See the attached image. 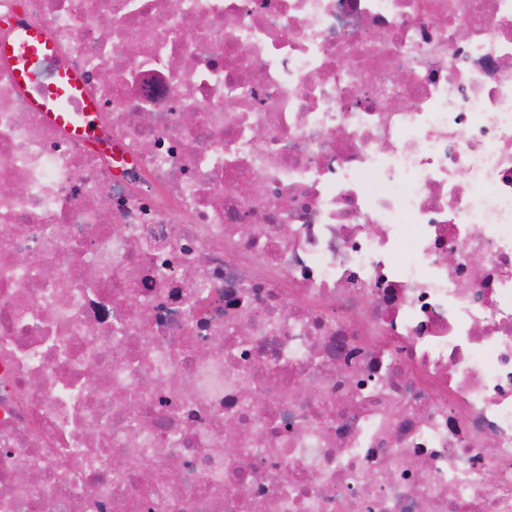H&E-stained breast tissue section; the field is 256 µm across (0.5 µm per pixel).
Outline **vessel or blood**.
<instances>
[{
	"label": "vessel or blood",
	"mask_w": 512,
	"mask_h": 512,
	"mask_svg": "<svg viewBox=\"0 0 512 512\" xmlns=\"http://www.w3.org/2000/svg\"><path fill=\"white\" fill-rule=\"evenodd\" d=\"M53 51V45L38 31L23 26L16 28L12 41L0 42V56L14 60L17 82L33 90L30 104L45 112L54 123L71 129L78 138L92 140L89 125H77L72 120L73 113L94 109L92 101L83 93L80 76L73 70L63 69L52 88L42 89L37 85V65Z\"/></svg>",
	"instance_id": "1"
}]
</instances>
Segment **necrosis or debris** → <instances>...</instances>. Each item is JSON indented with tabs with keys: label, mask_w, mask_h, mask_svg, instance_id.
I'll return each instance as SVG.
<instances>
[{
	"label": "necrosis or debris",
	"mask_w": 512,
	"mask_h": 512,
	"mask_svg": "<svg viewBox=\"0 0 512 512\" xmlns=\"http://www.w3.org/2000/svg\"><path fill=\"white\" fill-rule=\"evenodd\" d=\"M17 22L97 141L0 57V512H512V0ZM53 52V45L38 31L23 26L16 28L12 41L0 42V56L14 60L17 82L33 88L30 104L46 112L54 123L70 129L78 138L93 141L88 122L76 126L71 115L73 112H94L92 100L83 93L81 77L73 70L62 69L52 88L42 89L37 85V65Z\"/></svg>",
	"instance_id": "obj_1"
}]
</instances>
